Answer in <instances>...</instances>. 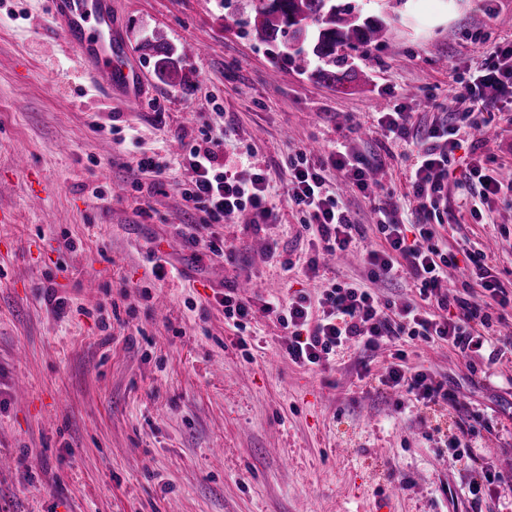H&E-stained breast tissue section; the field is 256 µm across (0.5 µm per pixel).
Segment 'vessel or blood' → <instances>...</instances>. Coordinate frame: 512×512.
I'll use <instances>...</instances> for the list:
<instances>
[{
    "mask_svg": "<svg viewBox=\"0 0 512 512\" xmlns=\"http://www.w3.org/2000/svg\"><path fill=\"white\" fill-rule=\"evenodd\" d=\"M50 15L82 75L104 100L117 89L124 90L126 100L136 99L138 76L115 63L125 47L114 35L112 0H50Z\"/></svg>",
    "mask_w": 512,
    "mask_h": 512,
    "instance_id": "vessel-or-blood-1",
    "label": "vessel or blood"
}]
</instances>
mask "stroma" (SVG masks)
<instances>
[{
	"label": "stroma",
	"mask_w": 512,
	"mask_h": 512,
	"mask_svg": "<svg viewBox=\"0 0 512 512\" xmlns=\"http://www.w3.org/2000/svg\"><path fill=\"white\" fill-rule=\"evenodd\" d=\"M355 2L386 32L353 53L358 76L340 87L255 37L254 0H112L123 64L140 79L138 101L124 104L90 89L46 0H0V210L12 216L0 223V457L11 460L0 466V512H372L389 490L392 512H512L497 485L477 508L467 492L485 460L512 479V439L483 435L472 459L449 464L460 413L398 410L397 394L372 379L402 349L409 367L447 378L463 405L490 408L512 431V361L490 367L445 343L401 340L302 367L261 309L263 297L314 296L328 281L368 285L367 254L384 244L375 208L387 199L392 219L433 224L444 249L484 244L512 290V198L475 216L452 184L425 215L407 181L412 144L377 126L386 98L411 112L415 135L466 111L449 67L467 75L484 49L512 39V0ZM146 38L180 52L170 79L139 51ZM489 127L464 138L458 157L476 147L512 167V133ZM208 128L223 129L218 152L231 169L269 174L277 223L191 222L174 147ZM337 141L379 177L368 191L344 189L365 238L311 280L288 159ZM144 155L166 165L150 193L136 189ZM213 234L226 257L190 241ZM246 281L257 288L244 295L252 317L239 332L214 295Z\"/></svg>",
	"instance_id": "35a3bbf8"
}]
</instances>
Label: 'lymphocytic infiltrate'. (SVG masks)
Here are the masks:
<instances>
[{
    "mask_svg": "<svg viewBox=\"0 0 512 512\" xmlns=\"http://www.w3.org/2000/svg\"><path fill=\"white\" fill-rule=\"evenodd\" d=\"M462 90L470 102L468 110L458 113L453 123L429 127L416 142L409 179L421 207L427 211L439 207L445 182L457 163L460 133L481 131L492 109L512 102V41L490 50ZM216 142L211 133H204L201 141L186 143L179 155L178 164L186 174L184 199L205 224H220L225 217L244 212L249 214L253 227L276 223L278 212L269 195L266 172L258 169L249 178H239L214 151ZM328 163L359 190H368L372 184L373 163L347 143H336L323 162L314 161L304 150L291 157L288 202L305 216L302 230L313 249L306 269L313 275L318 273L323 255L348 250L360 234L339 194L325 180L323 171ZM462 177L470 189L462 194L461 203L470 210H480L490 198L512 196V178L492 166L487 155L471 153ZM388 213V206L379 207L376 228L385 245L368 254L370 277L389 281L399 271H407L418 286L419 302L399 304L375 289L338 283L324 288L315 301L302 290L285 301L270 298L263 309L287 331L285 353L289 360L304 367L324 368L349 347L374 350L405 337L448 344L467 358L483 354L491 365L512 352V338L503 341L492 336L490 314L494 307L512 308V291L502 287L485 251L467 244L456 253L445 250L432 225L396 224ZM461 261L475 285L467 293L448 286L449 268ZM377 382L426 407L459 403L447 380L424 369H411L401 350L394 353Z\"/></svg>",
    "mask_w": 512,
    "mask_h": 512,
    "instance_id": "obj_1",
    "label": "lymphocytic infiltrate"
}]
</instances>
